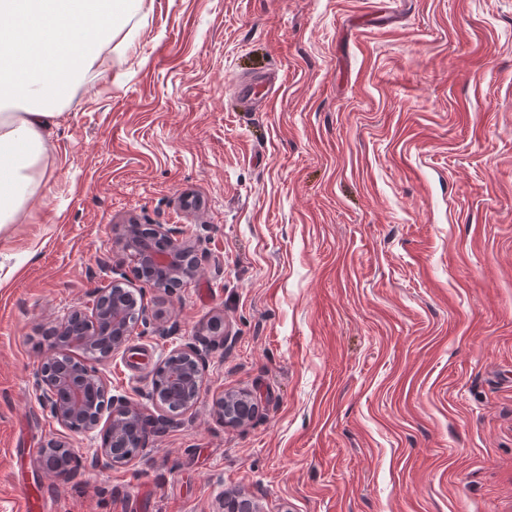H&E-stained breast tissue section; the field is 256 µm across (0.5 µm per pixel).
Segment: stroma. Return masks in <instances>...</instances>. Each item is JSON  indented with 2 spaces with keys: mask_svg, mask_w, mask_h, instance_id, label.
I'll return each mask as SVG.
<instances>
[{
  "mask_svg": "<svg viewBox=\"0 0 512 512\" xmlns=\"http://www.w3.org/2000/svg\"><path fill=\"white\" fill-rule=\"evenodd\" d=\"M59 105L23 223L0 228V512H512V0H145ZM279 79L246 102L238 81ZM174 224L196 279H139L116 233ZM144 297L104 363L145 404L193 343L206 390L145 455L64 482L45 328ZM222 328L212 331L214 321ZM251 393L242 426L216 400ZM39 464L43 469L63 480H70L78 473L73 448L62 443H54L47 448L40 456Z\"/></svg>",
  "mask_w": 512,
  "mask_h": 512,
  "instance_id": "stroma-1",
  "label": "stroma"
}]
</instances>
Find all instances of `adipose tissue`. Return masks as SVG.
<instances>
[{
  "label": "adipose tissue",
  "instance_id": "ef3b65f1",
  "mask_svg": "<svg viewBox=\"0 0 512 512\" xmlns=\"http://www.w3.org/2000/svg\"><path fill=\"white\" fill-rule=\"evenodd\" d=\"M143 0L76 12L66 0H0V227L15 224L37 178L63 91L124 32Z\"/></svg>",
  "mask_w": 512,
  "mask_h": 512
}]
</instances>
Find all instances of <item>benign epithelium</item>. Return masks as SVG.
<instances>
[{
    "instance_id": "7a95c632",
    "label": "benign epithelium",
    "mask_w": 512,
    "mask_h": 512,
    "mask_svg": "<svg viewBox=\"0 0 512 512\" xmlns=\"http://www.w3.org/2000/svg\"><path fill=\"white\" fill-rule=\"evenodd\" d=\"M180 234L176 226H143L132 220L122 225L121 240L134 263L163 271L164 281L154 287L178 288L184 281L195 278L200 269L197 249L180 240ZM152 320L154 316L134 294L119 302L113 300L110 290L103 289L91 311L75 309L47 329L50 356L36 379V391L52 417L73 433H90L99 426L103 413H108L104 443L86 459V468L110 469L143 454L149 431L173 423L172 404L188 411L202 396L205 359L193 343L172 350L152 372L149 397L160 414L144 412L125 397L110 394V384L101 365L112 352L126 345L138 326L145 327ZM70 348L81 350L83 356L69 357ZM217 409L228 425H244L256 413L250 395L245 393L223 394ZM131 427L141 432L136 448L126 447V430ZM39 464L63 480H70L78 473L73 449L62 443L46 449Z\"/></svg>"
}]
</instances>
